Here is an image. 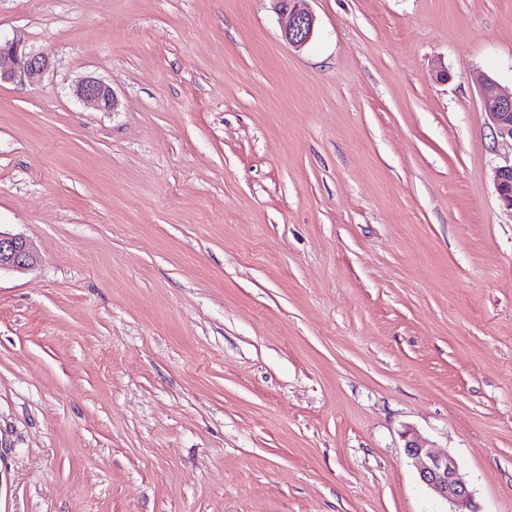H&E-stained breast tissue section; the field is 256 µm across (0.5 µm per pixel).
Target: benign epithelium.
<instances>
[{
	"label": "benign epithelium",
	"mask_w": 512,
	"mask_h": 512,
	"mask_svg": "<svg viewBox=\"0 0 512 512\" xmlns=\"http://www.w3.org/2000/svg\"><path fill=\"white\" fill-rule=\"evenodd\" d=\"M274 2L282 20L285 40L295 48L308 44L316 27V18L307 8L308 0ZM49 67L47 56L26 50L20 41L0 40V83L34 86L42 82ZM476 82L496 138L512 143V92L503 91L486 75L477 76ZM74 93L101 112H113L117 107L112 88L92 76L79 82ZM493 183L500 200L512 209V157L495 167ZM34 261L36 257L27 239L0 230V272L23 271ZM405 449L424 485L452 503L456 512H474L468 482L452 456L433 452L418 436L409 440Z\"/></svg>",
	"instance_id": "7a95c632"
}]
</instances>
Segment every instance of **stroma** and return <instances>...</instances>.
I'll use <instances>...</instances> for the list:
<instances>
[{
  "mask_svg": "<svg viewBox=\"0 0 512 512\" xmlns=\"http://www.w3.org/2000/svg\"><path fill=\"white\" fill-rule=\"evenodd\" d=\"M308 6L0 0V512H512V0ZM282 20L283 37L295 48H301L312 39L316 18L307 8L308 0H274ZM50 67L49 58L27 51L20 40L0 39V84H40ZM482 104L497 139L512 146V92H504L498 83L486 75L476 78ZM74 93L77 98L91 104L101 112H113L117 107V100L112 88L92 76H88L79 82ZM493 183L500 200L512 211V154L495 167ZM34 261L36 257L27 239L0 230V272L23 271ZM405 449L424 485L452 503L458 509L454 512H475L468 482L452 456L433 452L418 436L409 440Z\"/></svg>",
  "mask_w": 512,
  "mask_h": 512,
  "instance_id": "obj_1",
  "label": "stroma"
}]
</instances>
